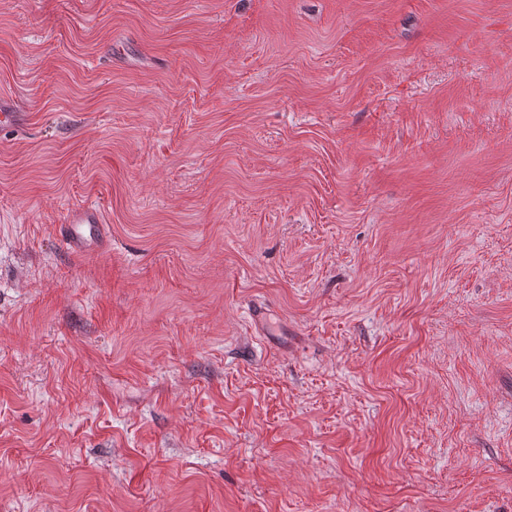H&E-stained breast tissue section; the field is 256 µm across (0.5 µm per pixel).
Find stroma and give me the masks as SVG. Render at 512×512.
<instances>
[{
  "label": "stroma",
  "instance_id": "obj_1",
  "mask_svg": "<svg viewBox=\"0 0 512 512\" xmlns=\"http://www.w3.org/2000/svg\"><path fill=\"white\" fill-rule=\"evenodd\" d=\"M2 98L0 512H512V0H0ZM102 219L93 205H79L71 209L59 228V240L63 247L76 252H88L101 240Z\"/></svg>",
  "mask_w": 512,
  "mask_h": 512
}]
</instances>
